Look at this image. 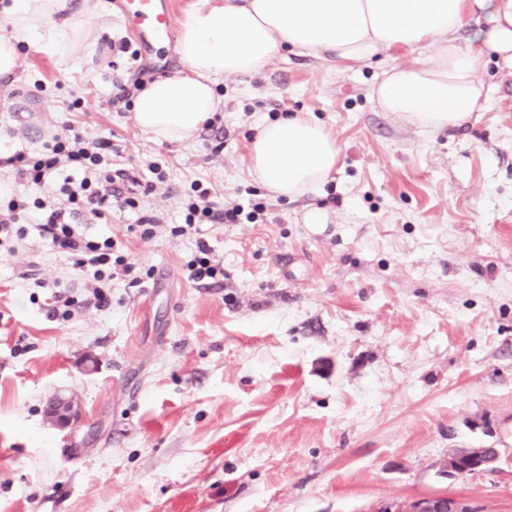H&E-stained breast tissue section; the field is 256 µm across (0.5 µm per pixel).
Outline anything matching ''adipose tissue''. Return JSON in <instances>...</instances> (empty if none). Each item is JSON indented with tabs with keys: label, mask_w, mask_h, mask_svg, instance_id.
Wrapping results in <instances>:
<instances>
[{
	"label": "adipose tissue",
	"mask_w": 512,
	"mask_h": 512,
	"mask_svg": "<svg viewBox=\"0 0 512 512\" xmlns=\"http://www.w3.org/2000/svg\"><path fill=\"white\" fill-rule=\"evenodd\" d=\"M87 10L73 0H11L0 10L12 28L0 36V82L16 78L18 46L34 37L62 62L83 59L97 43ZM470 19L480 29L464 48L457 35ZM287 47L339 67L392 50L424 51L418 64L385 71L374 96L382 111L439 131L484 109L485 53L512 67V0H197L177 42L183 70L137 94L136 127L159 142L195 138L219 106L216 79L262 72ZM338 156L320 123L287 116L259 126L251 171L274 196L292 200L324 183Z\"/></svg>",
	"instance_id": "obj_1"
}]
</instances>
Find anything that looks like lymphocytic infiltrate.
Segmentation results:
<instances>
[{
    "instance_id": "obj_1",
    "label": "lymphocytic infiltrate",
    "mask_w": 512,
    "mask_h": 512,
    "mask_svg": "<svg viewBox=\"0 0 512 512\" xmlns=\"http://www.w3.org/2000/svg\"><path fill=\"white\" fill-rule=\"evenodd\" d=\"M3 168L16 181L27 184L42 185L56 177L62 180L58 201H36V208L45 212V220L34 230L49 251L71 260L83 281L84 292L78 298L70 290H54L50 316L66 319L77 307L106 305L112 279L130 275L134 266L117 252L112 238L89 235L76 217L84 211L95 220L112 211L126 212L139 206L134 197L114 186L123 171L112 166L111 141L89 139L66 126L44 143L38 156L20 152L0 155V169ZM193 190L196 200L188 204L184 223L170 225L172 236L185 235L187 230L204 224H253L263 213L258 204L218 207L211 199L209 188L198 182Z\"/></svg>"
}]
</instances>
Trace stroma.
<instances>
[{
  "label": "stroma",
  "mask_w": 512,
  "mask_h": 512,
  "mask_svg": "<svg viewBox=\"0 0 512 512\" xmlns=\"http://www.w3.org/2000/svg\"><path fill=\"white\" fill-rule=\"evenodd\" d=\"M89 4L91 62L65 70L22 46L0 150L35 154L70 125L110 140L118 167L160 163L166 181L139 213L87 227L135 265L105 307L49 317L47 282L75 272L36 235L0 258V512H379L432 495L512 512V69L484 57V111L429 133L372 97L419 52L339 69L284 48L215 85L223 141L203 128L159 142L114 85L175 75L174 43L142 51L119 0ZM120 39L138 60L112 49ZM287 113L339 149L330 179L291 201L249 162L259 125ZM196 180L265 214L208 225L224 262L208 286L186 278L197 239L165 230ZM140 213L163 229L129 234ZM58 395L79 401L80 425L47 419ZM471 448L499 449L496 469L449 476L448 456Z\"/></svg>",
  "instance_id": "35a3bbf8"
}]
</instances>
